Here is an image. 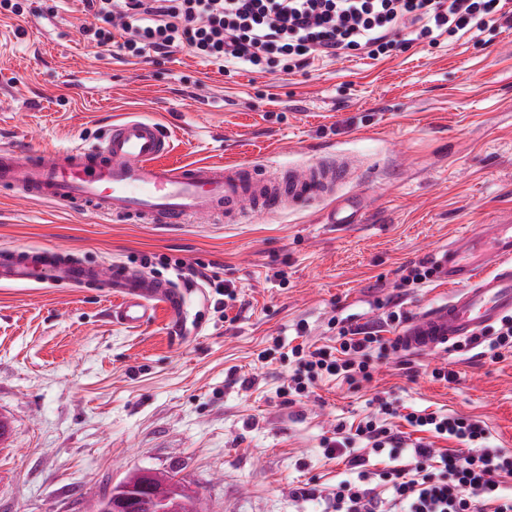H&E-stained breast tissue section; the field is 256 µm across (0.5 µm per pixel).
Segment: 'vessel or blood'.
I'll return each mask as SVG.
<instances>
[{"mask_svg": "<svg viewBox=\"0 0 512 512\" xmlns=\"http://www.w3.org/2000/svg\"><path fill=\"white\" fill-rule=\"evenodd\" d=\"M174 143L159 123L142 117L113 121L93 143L34 150L21 142L0 147V187L14 196L90 209L107 219L140 224H237L247 210L278 212L329 195L350 175L347 159L275 166L173 161ZM438 275L453 292L397 331L407 355L447 352L481 337L512 316V216L480 224L439 250ZM100 288L115 297L116 324L141 328L165 312L181 330L186 297L172 280L123 264L103 267L70 250H0V285Z\"/></svg>", "mask_w": 512, "mask_h": 512, "instance_id": "obj_1", "label": "vessel or blood"}]
</instances>
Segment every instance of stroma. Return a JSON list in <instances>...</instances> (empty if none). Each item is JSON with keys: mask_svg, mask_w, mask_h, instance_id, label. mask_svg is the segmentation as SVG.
I'll list each match as a JSON object with an SVG mask.
<instances>
[{"mask_svg": "<svg viewBox=\"0 0 512 512\" xmlns=\"http://www.w3.org/2000/svg\"><path fill=\"white\" fill-rule=\"evenodd\" d=\"M91 20L41 6L0 17V146L26 138L53 149L135 113L171 131L181 162L285 167L346 154L357 175L336 196L362 221L323 223L320 200L239 224L115 223L0 195V249L67 247L156 276L159 258L178 257L202 273L176 337L162 313L142 328L114 324L106 293L0 287V415L12 425L0 512H88L132 469L176 471L207 512H324L294 490L352 477L322 441L370 412L378 391L480 420L512 452V355L394 353L371 385L327 380L311 398L282 394L295 366L288 346L335 344L331 318L376 320L403 265L512 215V28L293 74L275 63L224 75L185 51L160 62L97 55L80 34ZM214 277L238 294L223 312ZM441 367L460 381L432 378Z\"/></svg>", "mask_w": 512, "mask_h": 512, "instance_id": "35a3bbf8", "label": "stroma"}]
</instances>
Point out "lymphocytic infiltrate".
<instances>
[{
	"instance_id": "lymphocytic-infiltrate-1",
	"label": "lymphocytic infiltrate",
	"mask_w": 512,
	"mask_h": 512,
	"mask_svg": "<svg viewBox=\"0 0 512 512\" xmlns=\"http://www.w3.org/2000/svg\"><path fill=\"white\" fill-rule=\"evenodd\" d=\"M93 23L84 42L96 52L118 50L129 58L167 57L179 51L218 72H263L278 60L299 71L315 60L339 59L361 50L385 55L394 37L409 45L443 35L512 22V0H81ZM404 314L391 310L372 323L347 317L339 322L335 350L292 347L297 367L286 395L307 397L319 380L371 382L374 358L386 352L385 328ZM355 429L337 425L323 441L328 458H345L357 469L337 482L332 512H512V453L492 447L480 421L462 415L401 413L386 398ZM402 418L406 429L393 425ZM449 440L435 448L412 432ZM387 459L379 476L384 493L370 485L364 449Z\"/></svg>"
}]
</instances>
